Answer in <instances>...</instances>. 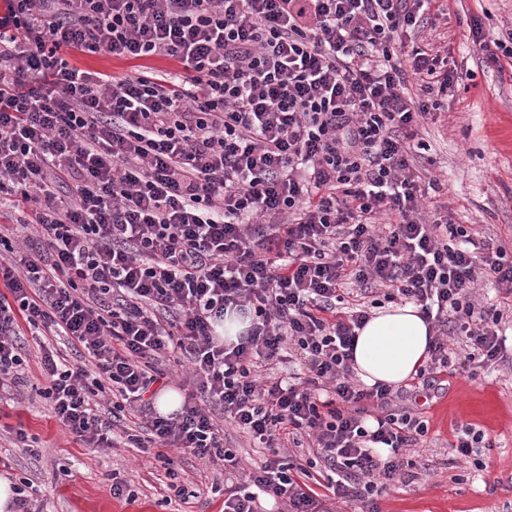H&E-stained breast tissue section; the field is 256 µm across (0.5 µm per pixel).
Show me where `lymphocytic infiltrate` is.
Listing matches in <instances>:
<instances>
[{
    "label": "lymphocytic infiltrate",
    "instance_id": "lymphocytic-infiltrate-1",
    "mask_svg": "<svg viewBox=\"0 0 512 512\" xmlns=\"http://www.w3.org/2000/svg\"><path fill=\"white\" fill-rule=\"evenodd\" d=\"M434 0H0V392L23 380L22 328L63 336L40 369L58 423L88 448L117 437L239 470L228 418L266 455L224 512H378L424 420L353 378L362 298L420 306L422 374L504 359L512 255L422 214L416 129L454 79L431 46ZM176 58L112 77L70 51ZM360 298H351V287ZM249 318L237 342L225 313ZM457 340L450 351L449 340ZM192 365L180 410L156 412L164 365ZM315 448V481L286 443ZM477 292L478 296L485 298L489 303L497 305L498 307L499 304H501V309H505L504 317L507 315V319L510 320V304L512 308V296L511 298L510 295L506 296L508 298L505 299V295L500 292L493 281L484 282L480 279L478 280ZM503 306H505V308H503Z\"/></svg>",
    "mask_w": 512,
    "mask_h": 512
}]
</instances>
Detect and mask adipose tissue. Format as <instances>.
Instances as JSON below:
<instances>
[{
    "mask_svg": "<svg viewBox=\"0 0 512 512\" xmlns=\"http://www.w3.org/2000/svg\"><path fill=\"white\" fill-rule=\"evenodd\" d=\"M419 311L412 303L391 304L374 311L358 330L354 371L365 385H400L424 365L432 331Z\"/></svg>",
    "mask_w": 512,
    "mask_h": 512,
    "instance_id": "obj_1",
    "label": "adipose tissue"
}]
</instances>
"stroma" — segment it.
<instances>
[{
	"label": "stroma",
	"instance_id": "stroma-1",
	"mask_svg": "<svg viewBox=\"0 0 512 512\" xmlns=\"http://www.w3.org/2000/svg\"><path fill=\"white\" fill-rule=\"evenodd\" d=\"M446 13L418 39L447 50L455 78L419 140L432 160L424 174L435 182L425 204L447 209L452 223L476 230L512 250V59H490L472 41L481 25L486 41L512 32V0H446ZM76 67L116 77L148 71L178 72L177 59L117 58L74 52ZM26 373L12 393L0 396V476L31 479L40 489L43 512H224L223 471L169 449L177 482L194 490L183 501L168 490L166 471L149 453L133 448H86L56 421L39 390L38 337L24 333ZM437 387L400 386L396 403L426 421L428 431L406 449L414 466L378 502L381 512H512V364L476 373H444ZM481 429L488 448L476 463L457 460L454 445L465 428ZM28 435L20 447L16 429ZM122 479L134 500L112 495Z\"/></svg>",
	"mask_w": 512,
	"mask_h": 512
}]
</instances>
